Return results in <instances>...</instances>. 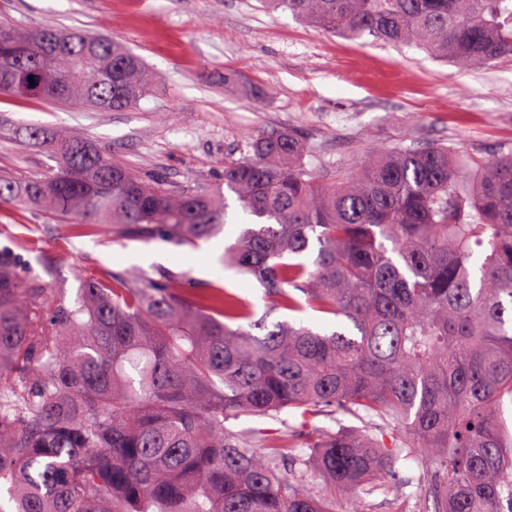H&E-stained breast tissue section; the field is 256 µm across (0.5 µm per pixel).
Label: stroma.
<instances>
[{
    "label": "stroma",
    "instance_id": "35a3bbf8",
    "mask_svg": "<svg viewBox=\"0 0 512 512\" xmlns=\"http://www.w3.org/2000/svg\"><path fill=\"white\" fill-rule=\"evenodd\" d=\"M0 22L109 34L155 77L153 93L120 112L0 94V175L18 181L53 164L46 147L18 138L28 124L53 135L83 128L135 173L176 186L220 182L225 162L250 155L254 136L270 130L298 131L323 183L376 149L442 142L479 160L512 153V58L445 64L414 47L316 30L259 0H0ZM239 215L230 205L219 235L185 246L108 230L76 237L36 206L0 204V251L70 297L93 273L171 270L261 309L259 282L222 263L242 230ZM430 480L414 460L399 462L370 512H432L431 500L411 496Z\"/></svg>",
    "mask_w": 512,
    "mask_h": 512
}]
</instances>
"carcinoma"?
<instances>
[{
  "instance_id": "obj_1",
  "label": "carcinoma",
  "mask_w": 512,
  "mask_h": 512,
  "mask_svg": "<svg viewBox=\"0 0 512 512\" xmlns=\"http://www.w3.org/2000/svg\"><path fill=\"white\" fill-rule=\"evenodd\" d=\"M261 2L453 62L512 57V0ZM152 86L115 40L0 23L1 92L118 112ZM24 132L55 166L0 179V204L48 210L76 236L193 244L227 223L228 191L257 222L224 264L268 308L336 328L269 326L246 298L169 271L84 278L69 299L0 253V512H335L338 492L365 512L402 457L446 475L433 512H512V153L377 150L324 185L301 137L273 130L224 164V185L177 188L81 129ZM337 414L361 426L313 424ZM242 416L286 430L226 426ZM284 320H303L306 325H309L315 329L322 331H330L335 329L336 319L333 316L324 315L318 312H314L308 310L303 314H296L292 312H288V310H277L272 313L270 318L268 319V323L284 321Z\"/></svg>"
}]
</instances>
